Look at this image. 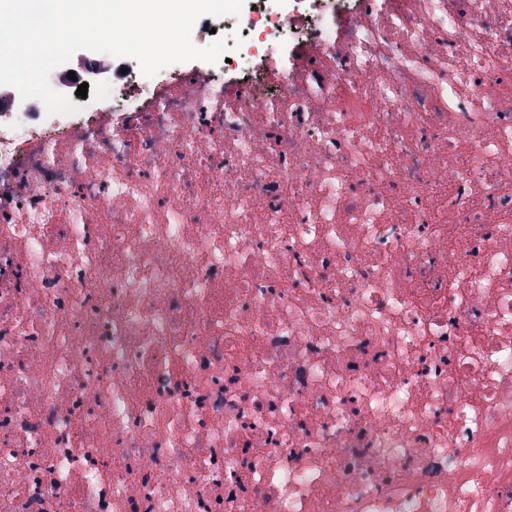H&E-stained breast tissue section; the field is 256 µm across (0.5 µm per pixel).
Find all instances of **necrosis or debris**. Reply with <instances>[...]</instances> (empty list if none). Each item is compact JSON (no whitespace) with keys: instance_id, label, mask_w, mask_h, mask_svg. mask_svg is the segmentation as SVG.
I'll list each match as a JSON object with an SVG mask.
<instances>
[{"instance_id":"necrosis-or-debris-1","label":"necrosis or debris","mask_w":512,"mask_h":512,"mask_svg":"<svg viewBox=\"0 0 512 512\" xmlns=\"http://www.w3.org/2000/svg\"><path fill=\"white\" fill-rule=\"evenodd\" d=\"M274 2L0 113V512H512V0Z\"/></svg>"}]
</instances>
